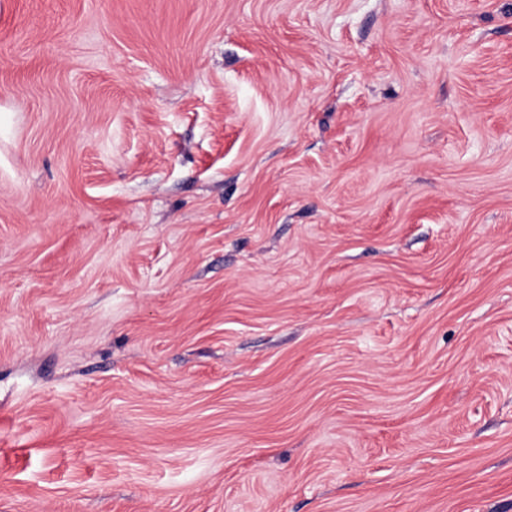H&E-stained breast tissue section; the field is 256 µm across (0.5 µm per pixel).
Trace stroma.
<instances>
[{"label": "stroma", "mask_w": 512, "mask_h": 512, "mask_svg": "<svg viewBox=\"0 0 512 512\" xmlns=\"http://www.w3.org/2000/svg\"><path fill=\"white\" fill-rule=\"evenodd\" d=\"M0 512H512V0H0Z\"/></svg>", "instance_id": "35a3bbf8"}]
</instances>
